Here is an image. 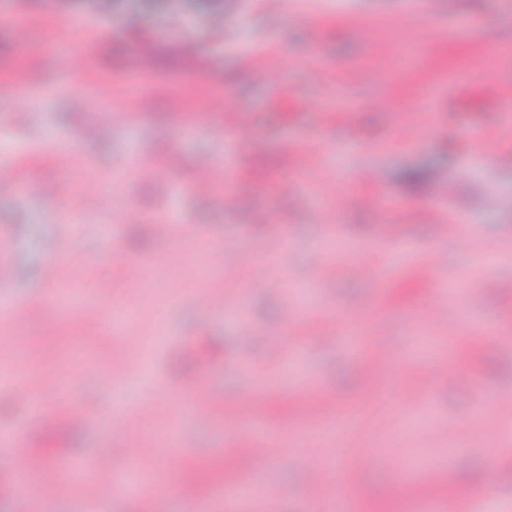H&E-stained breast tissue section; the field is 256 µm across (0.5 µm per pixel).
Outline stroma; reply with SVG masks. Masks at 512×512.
Wrapping results in <instances>:
<instances>
[{
  "label": "stroma",
  "instance_id": "stroma-1",
  "mask_svg": "<svg viewBox=\"0 0 512 512\" xmlns=\"http://www.w3.org/2000/svg\"><path fill=\"white\" fill-rule=\"evenodd\" d=\"M27 37L0 15V243L13 271L0 303L29 304L24 319L0 322V432L22 431V455L41 459L30 473V512H227L225 478L270 495L274 512H420L423 505L478 492L495 476L498 512H512V0H452L448 11H364L358 0H224V30L193 15L187 62L160 43L152 70L131 79L127 65L143 37L163 30L162 0H127L140 30L121 12L63 16L57 0H33ZM454 27L453 38L438 31ZM279 60L275 76L265 58ZM153 100L127 126L85 129L98 113ZM232 97L248 114V147L224 132V116L198 114L209 98ZM72 153L67 168L57 153ZM225 164L229 185L196 192L199 158ZM158 168L140 178V165ZM49 182L57 195L37 184ZM111 189V209L64 220L60 200ZM232 202H225V190ZM272 211L284 236L249 223ZM178 234L156 236L158 219ZM460 221L456 237L438 221ZM416 259L377 287L367 268L391 250V237ZM73 248L56 277L47 265L60 241ZM496 253V281L478 259ZM158 269L161 287L131 280L125 264ZM272 275L254 280L253 264ZM466 270L480 309L449 303L429 326V345L411 352L412 327L437 288L423 266ZM324 268L313 282L316 268ZM221 290L240 302L232 318L200 295ZM133 312L128 335H113L85 307L62 313L64 296ZM375 331L364 357L336 340L339 323ZM458 327L449 337V327ZM447 359L469 376L452 390L427 365ZM253 370L269 431L266 453L234 435L242 387ZM58 376L79 405L75 423L56 402L33 411L25 396ZM212 399L210 416L190 404ZM428 394L419 427L407 405ZM126 414L153 480L147 497L113 496L94 471L119 469L107 423ZM352 416L342 433L337 415ZM345 467L315 481V467ZM67 492L46 499V482Z\"/></svg>",
  "mask_w": 512,
  "mask_h": 512
}]
</instances>
